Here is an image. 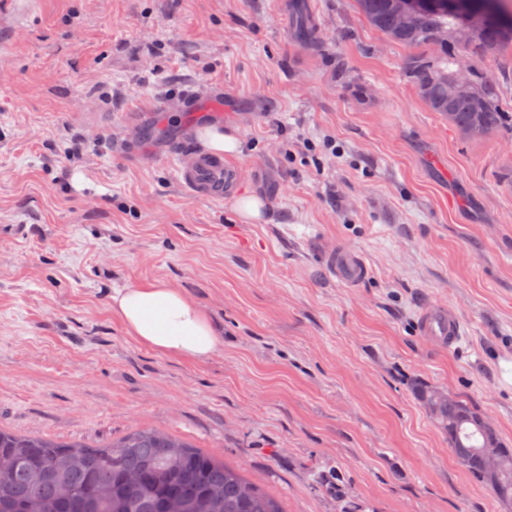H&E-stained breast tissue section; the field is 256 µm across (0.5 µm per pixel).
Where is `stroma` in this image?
Here are the masks:
<instances>
[{"mask_svg": "<svg viewBox=\"0 0 512 512\" xmlns=\"http://www.w3.org/2000/svg\"><path fill=\"white\" fill-rule=\"evenodd\" d=\"M27 2L0 0V427L170 431L286 512H512L416 394L471 401L512 445V136L461 138L354 0H304L307 45L293 0ZM206 127L239 138L232 194L263 199L258 221L180 186L175 150ZM339 245L357 284L326 269ZM156 280L220 352L126 332L113 289ZM434 301L457 351L418 332ZM326 260L332 275L343 283L356 284L366 275L367 270L362 258L349 247L336 248L328 254Z\"/></svg>", "mask_w": 512, "mask_h": 512, "instance_id": "35a3bbf8", "label": "stroma"}]
</instances>
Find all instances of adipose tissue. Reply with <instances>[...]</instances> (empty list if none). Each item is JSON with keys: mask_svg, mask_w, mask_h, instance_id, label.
Segmentation results:
<instances>
[{"mask_svg": "<svg viewBox=\"0 0 512 512\" xmlns=\"http://www.w3.org/2000/svg\"><path fill=\"white\" fill-rule=\"evenodd\" d=\"M110 308L130 336L157 353L203 361L224 346L200 304L165 282L113 289Z\"/></svg>", "mask_w": 512, "mask_h": 512, "instance_id": "obj_1", "label": "adipose tissue"}]
</instances>
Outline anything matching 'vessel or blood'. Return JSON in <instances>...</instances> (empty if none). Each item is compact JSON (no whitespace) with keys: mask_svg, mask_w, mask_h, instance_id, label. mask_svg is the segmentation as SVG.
<instances>
[{"mask_svg":"<svg viewBox=\"0 0 512 512\" xmlns=\"http://www.w3.org/2000/svg\"><path fill=\"white\" fill-rule=\"evenodd\" d=\"M184 191L194 198L220 200L238 183L236 169L223 156L193 151L178 170ZM327 265L334 277L346 284H356L366 275L365 264L353 249L341 246L327 256ZM420 332L436 347L453 350L463 340L462 322L449 307L433 304L426 307L420 319Z\"/></svg>","mask_w":512,"mask_h":512,"instance_id":"1","label":"vessel or blood"}]
</instances>
